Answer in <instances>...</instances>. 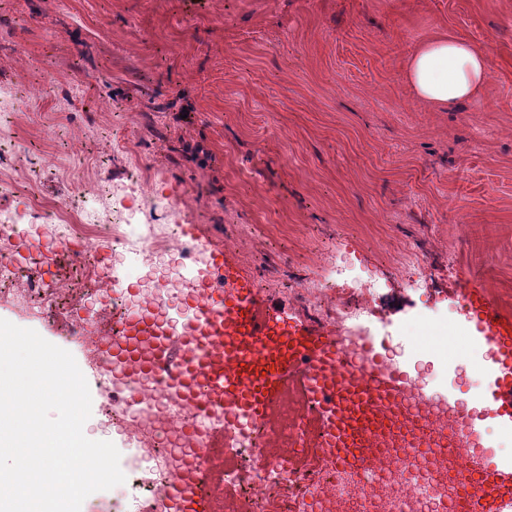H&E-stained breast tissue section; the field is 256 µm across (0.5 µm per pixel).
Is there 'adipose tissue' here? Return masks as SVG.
Wrapping results in <instances>:
<instances>
[{
    "label": "adipose tissue",
    "mask_w": 512,
    "mask_h": 512,
    "mask_svg": "<svg viewBox=\"0 0 512 512\" xmlns=\"http://www.w3.org/2000/svg\"><path fill=\"white\" fill-rule=\"evenodd\" d=\"M416 95L437 107L477 96L488 78L483 53L470 42L441 37L421 44L407 62Z\"/></svg>",
    "instance_id": "adipose-tissue-1"
}]
</instances>
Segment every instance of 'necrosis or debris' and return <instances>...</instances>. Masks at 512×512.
Listing matches in <instances>:
<instances>
[{"label":"necrosis or debris","instance_id":"1","mask_svg":"<svg viewBox=\"0 0 512 512\" xmlns=\"http://www.w3.org/2000/svg\"><path fill=\"white\" fill-rule=\"evenodd\" d=\"M109 196L112 221L108 224L102 221L97 192L78 190L56 202L32 193L28 204L45 213L57 251L68 254L78 270L98 268L105 249L117 256H136L141 268L136 292L101 290L95 299L98 307L130 317L149 306L168 335L181 334L194 321L208 289L221 285L210 257L198 249L188 250L181 235V225L194 222V215L178 197L160 193L156 177L134 161L125 188L112 190ZM156 210L168 216V223L153 222ZM165 257L173 258V265L162 280L148 282L147 269ZM317 264L319 274L294 283L299 315L315 328L340 336L350 362L366 372L363 339L382 319L378 290L371 282L344 287L342 272L330 255L319 256ZM0 301L41 316L69 304L65 295L33 286L28 266L2 262ZM402 384L410 409L438 414L462 447L481 446L482 436L473 429L468 412L448 403L443 394L428 391L410 374H403ZM104 390L113 397V421L137 446V461L127 469V485L148 502L189 461L209 468L205 491L211 498L223 499L225 512H449L461 484L457 472L435 458L405 450L378 455L372 472L359 476L339 472L325 461L312 470L296 467L294 460L305 448L319 450L327 443L324 431L313 425L321 410L299 385L289 390L265 425L256 427L245 419L234 423V440L220 453L205 433L224 423L223 409L199 414L185 402L178 381L162 375L139 376L117 366ZM124 393L146 399L139 415L126 412L120 399ZM188 422L198 427L195 437L182 433ZM260 446L265 456L255 455Z\"/></svg>","mask_w":512,"mask_h":512}]
</instances>
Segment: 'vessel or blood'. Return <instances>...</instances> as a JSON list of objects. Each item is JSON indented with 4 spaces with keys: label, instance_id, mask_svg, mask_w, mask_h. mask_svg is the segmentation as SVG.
<instances>
[{
    "label": "vessel or blood",
    "instance_id": "vessel-or-blood-1",
    "mask_svg": "<svg viewBox=\"0 0 512 512\" xmlns=\"http://www.w3.org/2000/svg\"><path fill=\"white\" fill-rule=\"evenodd\" d=\"M224 281L226 290L207 300L185 338L161 337L153 315L127 318L121 340L101 337L98 365L81 368L86 380L102 384L116 365L162 372L182 382L189 401L203 381L214 404L224 406L230 417L246 416L259 425L304 375L309 393L323 403L322 427L333 439L329 456L337 467L370 470L375 443L390 434L403 447L422 446L426 430L400 411L399 372L382 366L378 337H369L364 345L372 371L368 382H361L339 337L285 320L275 311L257 316L253 279L228 274ZM464 306L473 327L470 347L495 342L496 355L488 363L492 377L476 395L512 429V319L477 288L467 289ZM466 482L477 492L452 512H512V461L471 456ZM204 485V470L188 465L182 481L169 490L168 505L174 512H209Z\"/></svg>",
    "mask_w": 512,
    "mask_h": 512
}]
</instances>
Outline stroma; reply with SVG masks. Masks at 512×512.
Wrapping results in <instances>:
<instances>
[{"mask_svg":"<svg viewBox=\"0 0 512 512\" xmlns=\"http://www.w3.org/2000/svg\"><path fill=\"white\" fill-rule=\"evenodd\" d=\"M439 36L467 40L488 67L481 95L446 109L419 100L405 71ZM46 78L51 88L0 125L14 145L5 206L32 187L60 200L124 185L130 149L237 271L277 254L284 271L313 275V254L343 244L356 271L390 272L396 324L447 316L466 278L512 317V0H0V82ZM196 144L204 163L184 154ZM239 224L252 227L241 244ZM414 238L446 263L418 292L394 263ZM45 282L68 290L94 335L110 332L111 310L90 307L93 278L76 279L66 256ZM0 318L90 358L70 340V315L0 302ZM416 364L463 408L484 380L453 340L447 364ZM90 394L86 437L122 446L108 399Z\"/></svg>","mask_w":512,"mask_h":512,"instance_id":"obj_1","label":"stroma"}]
</instances>
